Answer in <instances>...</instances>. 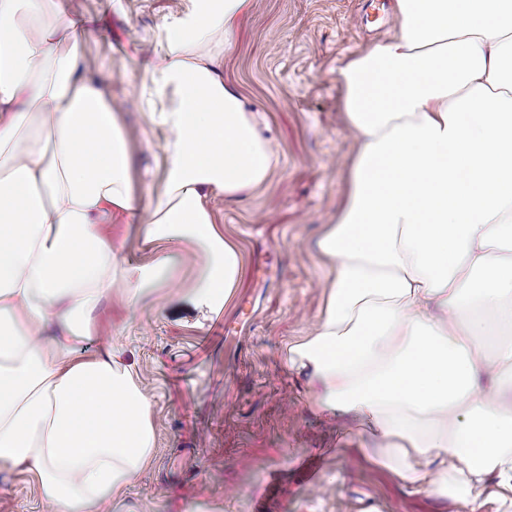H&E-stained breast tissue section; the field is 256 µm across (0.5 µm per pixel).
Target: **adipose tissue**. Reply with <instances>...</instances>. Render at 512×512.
<instances>
[{"mask_svg": "<svg viewBox=\"0 0 512 512\" xmlns=\"http://www.w3.org/2000/svg\"><path fill=\"white\" fill-rule=\"evenodd\" d=\"M50 0H0V469L54 512H123L149 469L150 402L114 346L82 354L113 290L135 307L177 261L127 263L103 232L204 257L189 293L221 309L243 278L208 201L264 185L279 163L220 61L256 0H190L159 27L144 82L163 133L157 182L136 172L122 114ZM399 33L337 71L359 148L317 249L329 266L314 336L287 351L313 404L347 413L402 457L418 491L463 505L498 476L512 500V0H396Z\"/></svg>", "mask_w": 512, "mask_h": 512, "instance_id": "adipose-tissue-1", "label": "adipose tissue"}]
</instances>
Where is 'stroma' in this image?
Returning a JSON list of instances; mask_svg holds the SVG:
<instances>
[{
  "label": "stroma",
  "mask_w": 512,
  "mask_h": 512,
  "mask_svg": "<svg viewBox=\"0 0 512 512\" xmlns=\"http://www.w3.org/2000/svg\"><path fill=\"white\" fill-rule=\"evenodd\" d=\"M98 21L90 67L124 60L108 80L138 168L163 139L143 120V46L189 0H63ZM369 0H257L223 59L224 80L267 121L280 155L250 196L210 202L215 222L244 253L240 288L220 314L189 296L201 255L172 244L171 284L130 309L113 292L85 353L113 344L138 371L156 438L148 475L130 485V512H453L446 488L413 492L388 457L347 418L323 420L307 372L286 348L312 335L325 308L315 242L344 200L358 142L341 113L337 68L395 30L366 21ZM0 512H51L25 475L0 471Z\"/></svg>",
  "instance_id": "obj_1"
}]
</instances>
